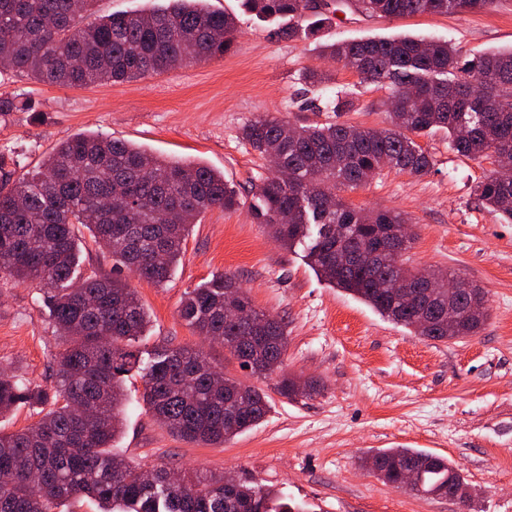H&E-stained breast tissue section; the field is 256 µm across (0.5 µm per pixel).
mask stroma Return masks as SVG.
Masks as SVG:
<instances>
[{
    "mask_svg": "<svg viewBox=\"0 0 512 512\" xmlns=\"http://www.w3.org/2000/svg\"><path fill=\"white\" fill-rule=\"evenodd\" d=\"M237 14L239 33L224 57L123 83L77 88L0 74V95H24L32 112L0 114V182L17 179L62 139L98 134L223 172L239 191L233 211L208 210L194 224L184 256L161 284L121 276L152 317L133 349L149 359L164 343L203 350L229 376L246 379L223 344L202 340L179 316L186 291L221 273L235 275L253 305L281 318L288 347L283 370L319 384L309 397L286 398L277 376L261 380L270 411L256 428L221 446L172 435L142 406L138 373L127 377L125 430L114 454L145 468L224 472L281 491L312 512H512V224L476 198L489 162L451 151L448 136H419L433 159L412 176L384 170L343 190L353 206L406 214L415 233L410 267L461 276L483 288L489 316L472 336L448 343L414 336L317 275L303 247L281 248L250 205L269 175L267 161L241 139L242 127L271 112L300 125H386V88L360 82L319 57L317 43L409 34L450 40L463 58L512 48V0L460 14L384 18L341 0L315 37L274 36L273 21L244 13L240 0H207ZM318 67L345 91L349 111L326 110L303 80ZM60 349L35 283L0 277V371L38 385L54 382ZM380 448H418L448 457L473 498L458 502L403 491L378 479L365 458Z\"/></svg>",
    "mask_w": 512,
    "mask_h": 512,
    "instance_id": "obj_1",
    "label": "stroma"
}]
</instances>
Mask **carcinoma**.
Wrapping results in <instances>:
<instances>
[{"mask_svg":"<svg viewBox=\"0 0 512 512\" xmlns=\"http://www.w3.org/2000/svg\"><path fill=\"white\" fill-rule=\"evenodd\" d=\"M97 0H0V73L15 72L66 88L124 82L224 57L238 32L234 17L203 0H169L149 11L112 13L81 24ZM382 17L448 15L488 10L495 0H359ZM244 10L288 19L278 35L293 39L310 0H242ZM315 33V29L308 30ZM320 54L391 91L388 127L346 122L295 126L267 114L246 124L242 140L288 172L262 178L251 204L254 220L287 249L307 243L311 267L331 286L423 339L446 343L472 336L481 317L462 316L453 329L424 316L418 272L406 269V294L386 283L405 264L414 237L399 212L348 204L336 190L365 185L385 168L421 176L432 158L415 137L444 130L449 148L472 160L512 169V49L461 62L446 40L410 36L331 42ZM417 92L407 97L402 88ZM478 200L512 223V176L491 170L475 186ZM240 205L224 175L191 161L167 159L100 135L59 142L41 163L0 187V272L38 284L62 351L49 388L0 373V415L20 405L51 404L38 421L0 431V512H52L75 497L100 512H310L252 480L167 468L146 472L106 449L123 432L125 377L144 382L146 412L178 438L222 445L257 426L269 408L264 390L216 371L200 350L164 346L146 364L127 349L146 335L151 316L118 276L82 277L74 227L112 253L115 268L161 283L183 256L191 226L208 209ZM171 216L170 224L160 216ZM235 292L261 324L224 315V294ZM180 317L199 335L220 339L241 369L256 379L281 372L278 393L312 395L282 372L288 333L282 320L253 305L235 277L224 273L185 294ZM374 473L406 487L403 467L416 469L421 495L446 497L466 484L449 460L414 448H385Z\"/></svg>","mask_w":512,"mask_h":512,"instance_id":"cac0c4a2","label":"carcinoma"}]
</instances>
